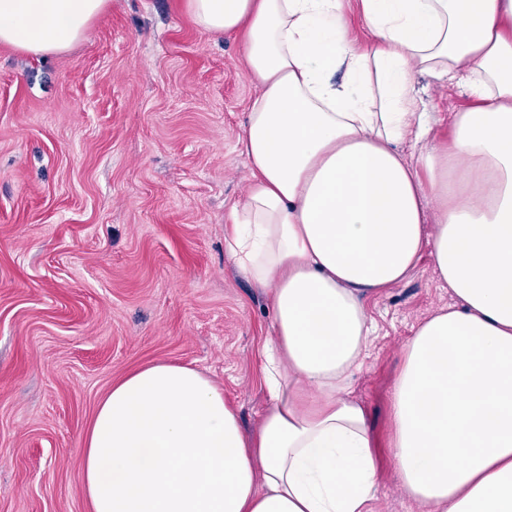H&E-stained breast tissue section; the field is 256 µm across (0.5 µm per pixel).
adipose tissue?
I'll return each mask as SVG.
<instances>
[{"label":"adipose tissue","mask_w":512,"mask_h":512,"mask_svg":"<svg viewBox=\"0 0 512 512\" xmlns=\"http://www.w3.org/2000/svg\"><path fill=\"white\" fill-rule=\"evenodd\" d=\"M107 2L0 0V45L65 51ZM186 6L242 42L260 88L224 244L273 314L268 405L248 434L197 369L129 373L84 436L91 512H371L374 442L351 391L372 332L364 302L424 252L457 302L405 346L395 476L422 512H512V0H357L362 44L345 0ZM417 73L478 101L453 113L449 144L417 111ZM406 141L422 146L416 162Z\"/></svg>","instance_id":"adipose-tissue-1"}]
</instances>
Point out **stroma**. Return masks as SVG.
Here are the masks:
<instances>
[{
	"mask_svg": "<svg viewBox=\"0 0 512 512\" xmlns=\"http://www.w3.org/2000/svg\"><path fill=\"white\" fill-rule=\"evenodd\" d=\"M243 55L185 0H110L59 54L0 45V512H89L83 436L143 366L196 367L258 426L272 314L224 247L259 92ZM415 84L448 142L450 113L476 99L462 82ZM454 302L426 254L367 302L375 333L352 391L377 442L372 512H421L390 463L391 393L414 329Z\"/></svg>",
	"mask_w": 512,
	"mask_h": 512,
	"instance_id": "35a3bbf8",
	"label": "stroma"
}]
</instances>
